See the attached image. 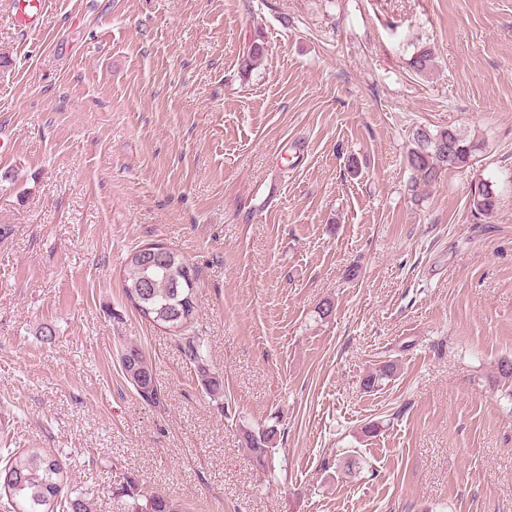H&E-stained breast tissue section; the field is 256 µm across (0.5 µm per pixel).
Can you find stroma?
Segmentation results:
<instances>
[{
  "label": "stroma",
  "mask_w": 512,
  "mask_h": 512,
  "mask_svg": "<svg viewBox=\"0 0 512 512\" xmlns=\"http://www.w3.org/2000/svg\"><path fill=\"white\" fill-rule=\"evenodd\" d=\"M10 2L0 448L65 457L94 512H123L126 476L185 512H512V0H50L34 34ZM423 126L471 165L412 186ZM479 179L499 202L477 218ZM153 243L199 275L222 397L125 298ZM268 426L270 471L244 441ZM120 364L125 380L137 396L147 405L160 406L164 395L156 381L151 365L138 346H126L120 354Z\"/></svg>",
  "instance_id": "1"
}]
</instances>
